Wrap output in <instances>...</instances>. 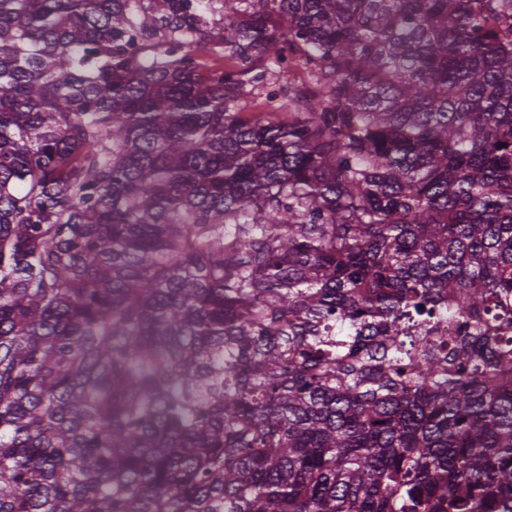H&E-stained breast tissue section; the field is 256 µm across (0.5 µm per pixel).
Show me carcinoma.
<instances>
[{"mask_svg":"<svg viewBox=\"0 0 512 512\" xmlns=\"http://www.w3.org/2000/svg\"><path fill=\"white\" fill-rule=\"evenodd\" d=\"M222 7L0 0V512H512V0Z\"/></svg>","mask_w":512,"mask_h":512,"instance_id":"1","label":"carcinoma"}]
</instances>
